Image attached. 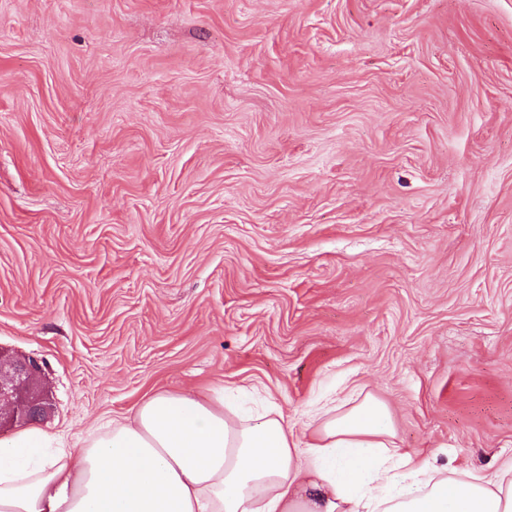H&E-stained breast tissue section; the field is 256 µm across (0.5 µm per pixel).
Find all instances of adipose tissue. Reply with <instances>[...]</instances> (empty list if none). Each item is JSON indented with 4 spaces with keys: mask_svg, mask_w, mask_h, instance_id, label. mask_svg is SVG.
Masks as SVG:
<instances>
[{
    "mask_svg": "<svg viewBox=\"0 0 512 512\" xmlns=\"http://www.w3.org/2000/svg\"><path fill=\"white\" fill-rule=\"evenodd\" d=\"M394 445L369 395L302 444L282 413L242 418L221 390L157 391L77 450L37 428L0 440V512H512L508 473L452 477Z\"/></svg>",
    "mask_w": 512,
    "mask_h": 512,
    "instance_id": "ef3b65f1",
    "label": "adipose tissue"
}]
</instances>
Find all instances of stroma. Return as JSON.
I'll use <instances>...</instances> for the list:
<instances>
[{"label":"stroma","instance_id":"obj_1","mask_svg":"<svg viewBox=\"0 0 512 512\" xmlns=\"http://www.w3.org/2000/svg\"><path fill=\"white\" fill-rule=\"evenodd\" d=\"M0 350L511 466L512 0H0Z\"/></svg>","mask_w":512,"mask_h":512}]
</instances>
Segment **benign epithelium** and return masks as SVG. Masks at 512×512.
Segmentation results:
<instances>
[{"label":"benign epithelium","instance_id":"7a95c632","mask_svg":"<svg viewBox=\"0 0 512 512\" xmlns=\"http://www.w3.org/2000/svg\"><path fill=\"white\" fill-rule=\"evenodd\" d=\"M42 377L39 359L15 360L0 351V426L26 423L47 409Z\"/></svg>","mask_w":512,"mask_h":512}]
</instances>
